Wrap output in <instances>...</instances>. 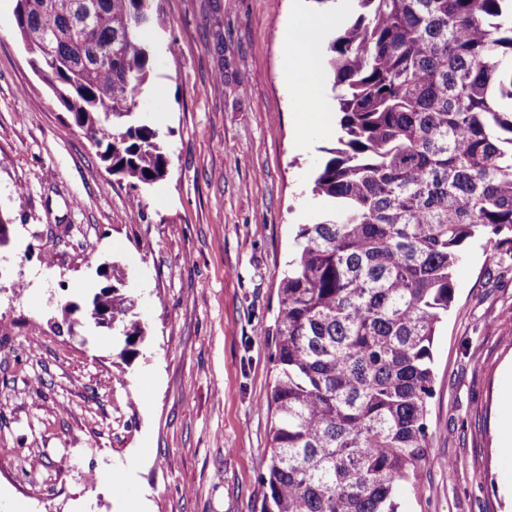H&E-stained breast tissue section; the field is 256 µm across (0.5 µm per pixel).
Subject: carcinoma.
<instances>
[{
	"instance_id": "1",
	"label": "carcinoma",
	"mask_w": 512,
	"mask_h": 512,
	"mask_svg": "<svg viewBox=\"0 0 512 512\" xmlns=\"http://www.w3.org/2000/svg\"><path fill=\"white\" fill-rule=\"evenodd\" d=\"M146 0H17L15 26L69 118L132 189L164 179L135 112ZM328 38L340 134L314 170L279 283L266 512H398L428 464L433 344L467 246L512 250V0H358ZM94 296L133 353L117 268Z\"/></svg>"
}]
</instances>
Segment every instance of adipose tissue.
<instances>
[{"label":"adipose tissue","mask_w":512,"mask_h":512,"mask_svg":"<svg viewBox=\"0 0 512 512\" xmlns=\"http://www.w3.org/2000/svg\"><path fill=\"white\" fill-rule=\"evenodd\" d=\"M326 20L300 15L287 35V56L289 72L293 79L291 88L301 107L315 113L324 126H331L333 115L330 105L323 96L322 33Z\"/></svg>","instance_id":"ef3b65f1"}]
</instances>
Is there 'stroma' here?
<instances>
[{"instance_id":"1","label":"stroma","mask_w":512,"mask_h":512,"mask_svg":"<svg viewBox=\"0 0 512 512\" xmlns=\"http://www.w3.org/2000/svg\"><path fill=\"white\" fill-rule=\"evenodd\" d=\"M15 8L0 0V512H265L278 286L336 142L290 94L282 33L302 12L344 30L354 0H149L138 110L168 167L136 211ZM468 254L433 345L430 463L399 512H512V260ZM106 264L145 324L131 357L80 313Z\"/></svg>"}]
</instances>
